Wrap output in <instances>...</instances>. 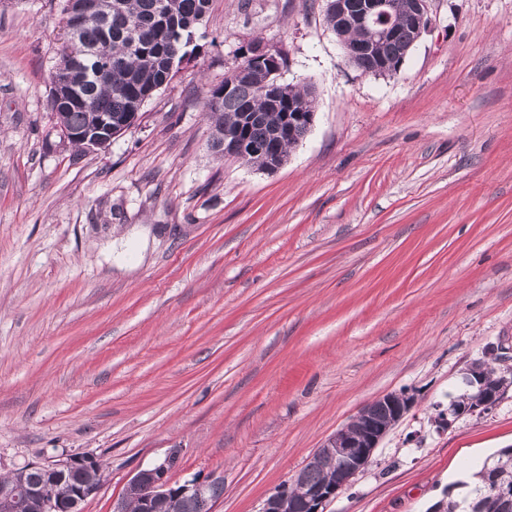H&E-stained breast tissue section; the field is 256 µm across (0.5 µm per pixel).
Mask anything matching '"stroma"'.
<instances>
[{
    "mask_svg": "<svg viewBox=\"0 0 512 512\" xmlns=\"http://www.w3.org/2000/svg\"><path fill=\"white\" fill-rule=\"evenodd\" d=\"M324 0H211L198 51L104 150L48 109L58 0H0V475L90 454L219 478L261 512L359 409L413 408L327 512H429L512 446V388L449 417L512 346V0H429L391 76L350 64ZM260 38L312 84L273 171L216 156L209 91Z\"/></svg>",
    "mask_w": 512,
    "mask_h": 512,
    "instance_id": "35a3bbf8",
    "label": "stroma"
}]
</instances>
